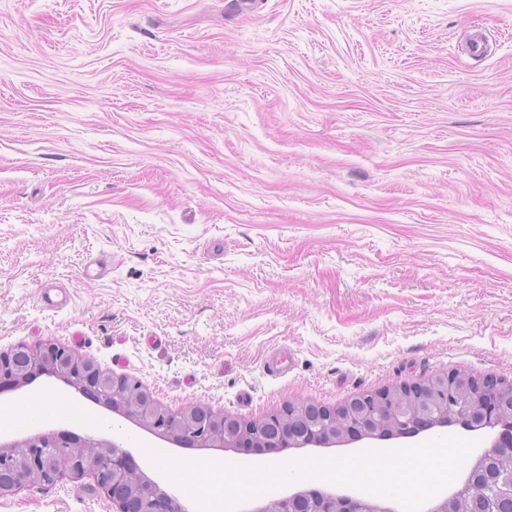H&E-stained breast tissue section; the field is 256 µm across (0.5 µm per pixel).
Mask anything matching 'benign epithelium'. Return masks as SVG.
Returning <instances> with one entry per match:
<instances>
[{
	"instance_id": "1",
	"label": "benign epithelium",
	"mask_w": 512,
	"mask_h": 512,
	"mask_svg": "<svg viewBox=\"0 0 512 512\" xmlns=\"http://www.w3.org/2000/svg\"><path fill=\"white\" fill-rule=\"evenodd\" d=\"M34 375L56 377L71 387H86L112 413L155 432L185 448H257L279 453L289 448L332 447L363 439L388 440L405 436L404 424L420 419L436 427L463 425L474 418L494 432L490 446L474 462L467 483L430 512H463L465 499L488 500L486 466L494 457L512 458V436L502 431L506 402L498 380L474 381L457 374H439L423 382L388 386L374 395H354L329 408L309 400L285 404L268 417L277 433L266 436L265 421L252 422L209 406L189 404L171 413L139 382L116 376L93 360L52 341L19 344L0 356V395L25 386ZM310 416L303 434H288V424L300 413ZM0 498L24 488H50L63 478L88 475L112 501L114 512H187L171 489L150 479L137 464L124 434L112 438L80 435L68 430L38 432L22 440H0ZM302 497L309 512H392L374 499L338 497L305 491L269 501L255 512H292Z\"/></svg>"
}]
</instances>
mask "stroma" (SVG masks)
<instances>
[{"label": "stroma", "instance_id": "stroma-1", "mask_svg": "<svg viewBox=\"0 0 512 512\" xmlns=\"http://www.w3.org/2000/svg\"><path fill=\"white\" fill-rule=\"evenodd\" d=\"M50 339L247 420L512 382V0H0V351ZM15 407L18 437L101 412L47 377Z\"/></svg>", "mask_w": 512, "mask_h": 512}]
</instances>
